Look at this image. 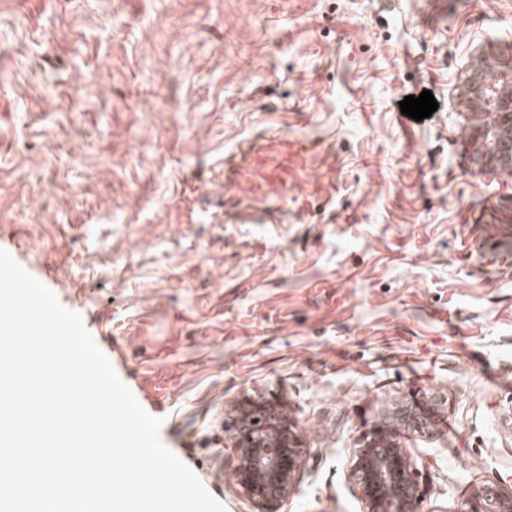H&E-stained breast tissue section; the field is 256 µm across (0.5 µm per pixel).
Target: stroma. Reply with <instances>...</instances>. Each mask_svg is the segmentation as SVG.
Returning <instances> with one entry per match:
<instances>
[{
  "mask_svg": "<svg viewBox=\"0 0 512 512\" xmlns=\"http://www.w3.org/2000/svg\"><path fill=\"white\" fill-rule=\"evenodd\" d=\"M479 66H512V0H0V249L125 357L227 512L252 510L234 403L303 433L285 512H366L355 441L429 392L422 510L457 512L512 483V174L470 149ZM272 133L315 163L238 193Z\"/></svg>",
  "mask_w": 512,
  "mask_h": 512,
  "instance_id": "1",
  "label": "stroma"
}]
</instances>
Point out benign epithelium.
Returning <instances> with one entry per match:
<instances>
[{
  "label": "benign epithelium",
  "instance_id": "1",
  "mask_svg": "<svg viewBox=\"0 0 512 512\" xmlns=\"http://www.w3.org/2000/svg\"><path fill=\"white\" fill-rule=\"evenodd\" d=\"M477 132L498 147L499 166H512V104L487 99ZM447 400L436 394L411 402L393 398L378 408L379 422L352 448L351 477L367 512H421L420 478L427 471L405 441L426 437L442 420ZM236 421L229 440L236 451L235 482L253 512H282L298 481L304 453L301 430L282 405L262 395L231 407ZM459 512H512V484L483 485Z\"/></svg>",
  "mask_w": 512,
  "mask_h": 512
}]
</instances>
